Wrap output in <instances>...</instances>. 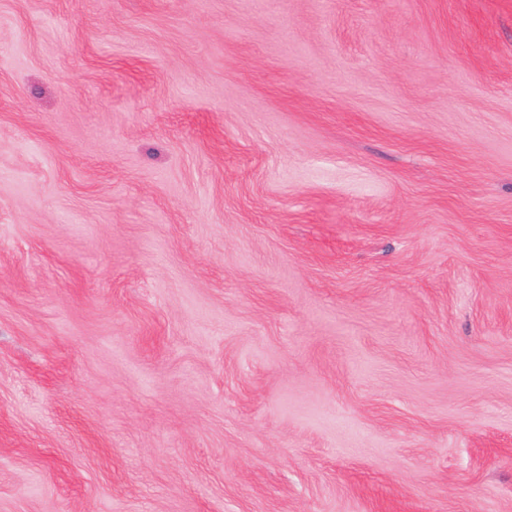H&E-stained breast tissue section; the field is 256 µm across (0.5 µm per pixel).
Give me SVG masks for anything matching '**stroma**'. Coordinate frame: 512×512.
<instances>
[{
    "label": "stroma",
    "mask_w": 512,
    "mask_h": 512,
    "mask_svg": "<svg viewBox=\"0 0 512 512\" xmlns=\"http://www.w3.org/2000/svg\"><path fill=\"white\" fill-rule=\"evenodd\" d=\"M0 512H512V0H0Z\"/></svg>",
    "instance_id": "stroma-1"
}]
</instances>
